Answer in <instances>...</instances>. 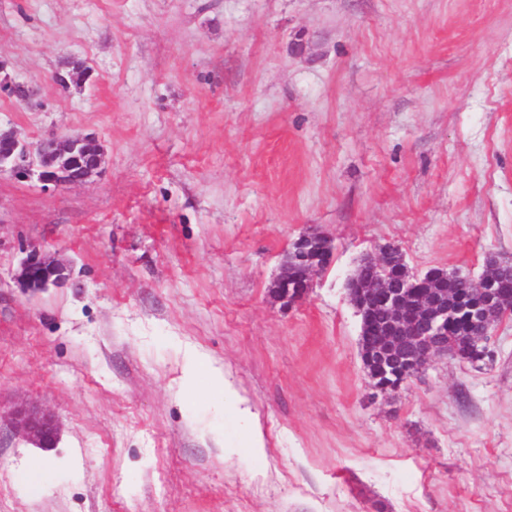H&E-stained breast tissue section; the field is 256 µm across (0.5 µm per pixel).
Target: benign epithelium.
Listing matches in <instances>:
<instances>
[{
	"label": "benign epithelium",
	"mask_w": 512,
	"mask_h": 512,
	"mask_svg": "<svg viewBox=\"0 0 512 512\" xmlns=\"http://www.w3.org/2000/svg\"><path fill=\"white\" fill-rule=\"evenodd\" d=\"M102 148L93 138L72 134H52L36 143L19 139L13 131H0V175L16 178H38L44 185L58 187L88 181L102 163ZM333 256L331 239L314 230L294 241L281 259L280 273L270 288L271 295L286 306L299 303L306 296L312 276L329 266ZM305 266L303 281L288 282V258ZM400 286L373 288L368 297L374 307L389 314L388 326L374 337L377 347L397 336L401 340L399 355L392 359L376 356L378 378L384 380L382 393L397 380L403 384L436 357L449 355L443 339L455 313L444 299L436 297L433 280L437 273H412L408 267L399 269ZM65 276L61 261L30 248L19 273L27 288H48L59 284ZM481 303L470 310L472 322L483 326L478 336L490 335L493 326L487 325L490 307L500 299L493 276L486 273L474 280L462 276ZM14 432L37 448H51L59 434L54 414L35 406L19 405L8 415Z\"/></svg>",
	"instance_id": "obj_1"
}]
</instances>
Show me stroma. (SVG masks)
Returning a JSON list of instances; mask_svg holds the SVG:
<instances>
[{
	"mask_svg": "<svg viewBox=\"0 0 512 512\" xmlns=\"http://www.w3.org/2000/svg\"><path fill=\"white\" fill-rule=\"evenodd\" d=\"M0 68L35 93L1 129L104 149L81 185L0 175V413L61 425L0 428V512H512V319L383 397L344 288L388 243L512 259V0H0ZM315 228L331 264L281 307ZM33 246L61 285H20ZM188 347L235 398L182 388ZM320 246L317 256L310 257L311 245ZM288 255L295 262L305 266L303 281L299 284L288 283ZM333 256L331 239L318 230L301 236L294 241L281 259L280 273L270 288L271 295L285 306L299 303L306 296L310 280L314 274L329 266ZM8 421L14 432L35 448H51L58 438L59 425L54 414L38 407L19 405L9 413ZM236 414L239 420L243 421L250 428V447L254 454H260L264 448V434L261 428L252 422L253 412L249 406L237 407Z\"/></svg>",
	"mask_w": 512,
	"mask_h": 512,
	"instance_id": "obj_1",
	"label": "stroma"
}]
</instances>
